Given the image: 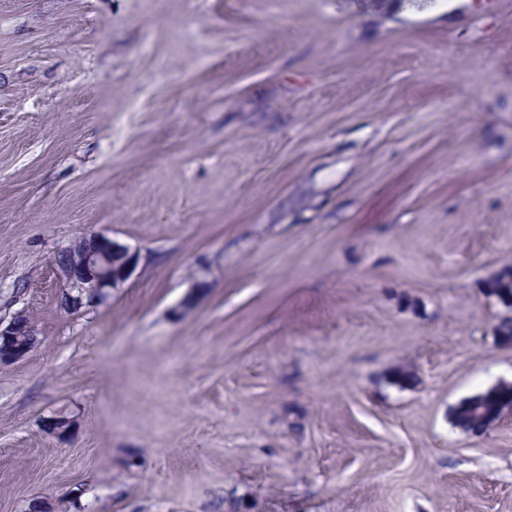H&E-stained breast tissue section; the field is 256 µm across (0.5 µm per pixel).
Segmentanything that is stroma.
<instances>
[{
  "label": "stroma",
  "instance_id": "stroma-1",
  "mask_svg": "<svg viewBox=\"0 0 512 512\" xmlns=\"http://www.w3.org/2000/svg\"><path fill=\"white\" fill-rule=\"evenodd\" d=\"M507 266L512 0H0V512H512ZM95 247H89L88 237L76 239L65 251L64 262L55 265L66 282L68 292L79 300L95 298L97 305L106 303L112 293L121 288L136 272L141 256L117 240L95 234ZM32 340L34 328L32 319L25 311L17 312L10 320L0 321V364L17 362L33 348L24 337ZM489 388L476 396L460 402L452 409V424L463 432H468L471 423L483 418L489 423L493 422L502 405L512 401V388Z\"/></svg>",
  "mask_w": 512,
  "mask_h": 512
}]
</instances>
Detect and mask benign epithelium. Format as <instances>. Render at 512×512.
I'll list each match as a JSON object with an SVG mask.
<instances>
[{
	"mask_svg": "<svg viewBox=\"0 0 512 512\" xmlns=\"http://www.w3.org/2000/svg\"><path fill=\"white\" fill-rule=\"evenodd\" d=\"M97 244L90 247L87 237L75 240L65 248L66 259L56 263L65 279L68 292L79 300L86 297L103 304L136 272L141 256L138 251L104 234H96ZM34 335L32 319L25 311L10 320L0 321V364L17 362L32 346L24 340Z\"/></svg>",
	"mask_w": 512,
	"mask_h": 512,
	"instance_id": "7a95c632",
	"label": "benign epithelium"
}]
</instances>
